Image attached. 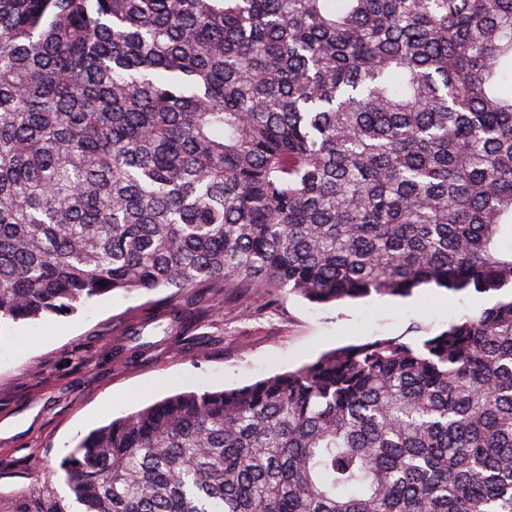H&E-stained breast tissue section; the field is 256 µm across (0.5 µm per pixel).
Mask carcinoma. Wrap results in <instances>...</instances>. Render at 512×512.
<instances>
[{"label": "carcinoma", "instance_id": "cac0c4a2", "mask_svg": "<svg viewBox=\"0 0 512 512\" xmlns=\"http://www.w3.org/2000/svg\"><path fill=\"white\" fill-rule=\"evenodd\" d=\"M430 284L497 300L115 418L0 512H512V0H0V329Z\"/></svg>", "mask_w": 512, "mask_h": 512}]
</instances>
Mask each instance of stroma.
Wrapping results in <instances>:
<instances>
[{
  "label": "stroma",
  "mask_w": 512,
  "mask_h": 512,
  "mask_svg": "<svg viewBox=\"0 0 512 512\" xmlns=\"http://www.w3.org/2000/svg\"><path fill=\"white\" fill-rule=\"evenodd\" d=\"M165 296L116 292L73 316L0 332V490L31 487L89 431L170 394L248 385L341 346L408 335L416 323L436 333L489 303L443 288L320 307L288 294L250 307L229 292L209 295L187 303L197 348L162 346L147 362L122 364L126 327Z\"/></svg>",
  "instance_id": "35a3bbf8"
}]
</instances>
